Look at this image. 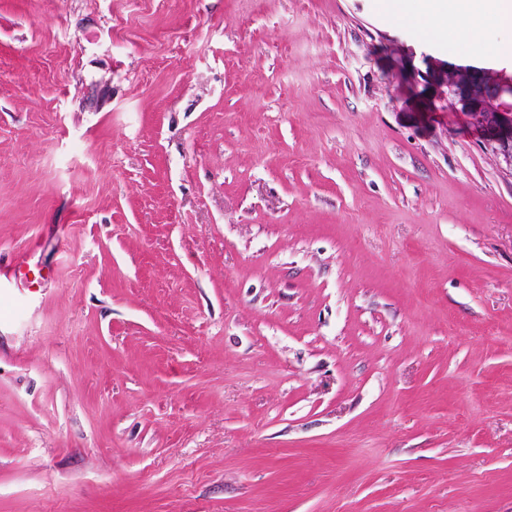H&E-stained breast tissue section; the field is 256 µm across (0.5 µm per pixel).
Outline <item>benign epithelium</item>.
<instances>
[{"label": "benign epithelium", "mask_w": 512, "mask_h": 512, "mask_svg": "<svg viewBox=\"0 0 512 512\" xmlns=\"http://www.w3.org/2000/svg\"><path fill=\"white\" fill-rule=\"evenodd\" d=\"M425 71L418 77L438 89L440 99L468 113L481 135L482 144L512 168V74L462 66L448 67L423 53Z\"/></svg>", "instance_id": "obj_1"}]
</instances>
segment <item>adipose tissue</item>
Listing matches in <instances>:
<instances>
[{
	"label": "adipose tissue",
	"instance_id": "1",
	"mask_svg": "<svg viewBox=\"0 0 512 512\" xmlns=\"http://www.w3.org/2000/svg\"><path fill=\"white\" fill-rule=\"evenodd\" d=\"M382 5L394 17L416 18L425 35L451 36L474 47L480 61L503 52L499 35L512 28V0H382Z\"/></svg>",
	"mask_w": 512,
	"mask_h": 512
}]
</instances>
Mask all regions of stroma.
Listing matches in <instances>:
<instances>
[{
    "mask_svg": "<svg viewBox=\"0 0 512 512\" xmlns=\"http://www.w3.org/2000/svg\"><path fill=\"white\" fill-rule=\"evenodd\" d=\"M380 0H0V512H512V168Z\"/></svg>",
    "mask_w": 512,
    "mask_h": 512,
    "instance_id": "1",
    "label": "stroma"
}]
</instances>
